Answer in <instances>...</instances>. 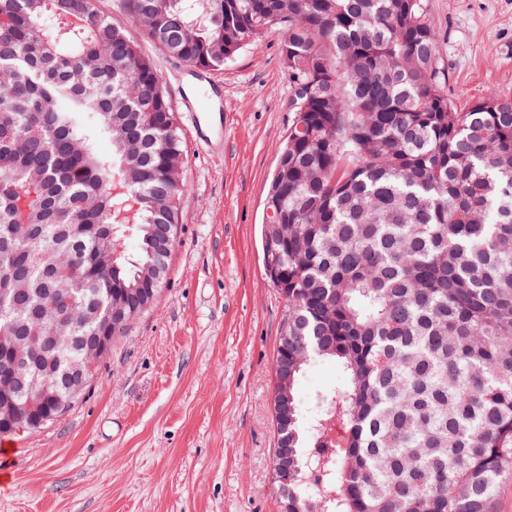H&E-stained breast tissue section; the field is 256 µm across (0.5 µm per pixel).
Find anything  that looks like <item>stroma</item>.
<instances>
[{
	"label": "stroma",
	"instance_id": "obj_1",
	"mask_svg": "<svg viewBox=\"0 0 512 512\" xmlns=\"http://www.w3.org/2000/svg\"><path fill=\"white\" fill-rule=\"evenodd\" d=\"M457 105L512 96V0H427ZM186 137L183 222L153 305L65 414L0 438V512H279L273 363L285 301L263 271L269 179L292 123L280 39L217 73L224 147L192 137L197 90L148 47Z\"/></svg>",
	"mask_w": 512,
	"mask_h": 512
}]
</instances>
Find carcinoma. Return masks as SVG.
Segmentation results:
<instances>
[{
	"label": "carcinoma",
	"mask_w": 512,
	"mask_h": 512,
	"mask_svg": "<svg viewBox=\"0 0 512 512\" xmlns=\"http://www.w3.org/2000/svg\"><path fill=\"white\" fill-rule=\"evenodd\" d=\"M0 0V336H24L48 397L81 338L122 336L160 290L185 150L163 75L131 30L218 70L280 32L294 117L267 200L284 275L273 398L288 512H491L512 471V97L448 98L425 0ZM109 149L103 151L99 142ZM133 225L137 255L120 231ZM85 310L62 328L59 315ZM76 340L50 347L52 334ZM312 360L340 383L295 388ZM323 483L315 492L313 483Z\"/></svg>",
	"instance_id": "obj_1"
}]
</instances>
